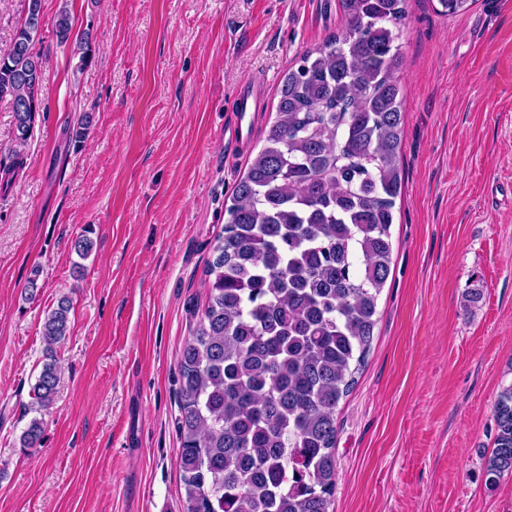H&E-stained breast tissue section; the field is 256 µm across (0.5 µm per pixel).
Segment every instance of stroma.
I'll use <instances>...</instances> for the list:
<instances>
[{"label":"stroma","instance_id":"1","mask_svg":"<svg viewBox=\"0 0 512 512\" xmlns=\"http://www.w3.org/2000/svg\"><path fill=\"white\" fill-rule=\"evenodd\" d=\"M437 7L410 0L403 28L391 272L339 405L329 512H512V477L482 476L512 383V0ZM41 12V110L23 169L0 184V512H185L174 417L189 308L206 299L224 201L281 79L340 27L339 0H42ZM248 79L257 107L237 150L224 131ZM63 297L70 331L50 350L44 321ZM49 354L60 381L38 415ZM37 415L42 442L22 447Z\"/></svg>","mask_w":512,"mask_h":512}]
</instances>
